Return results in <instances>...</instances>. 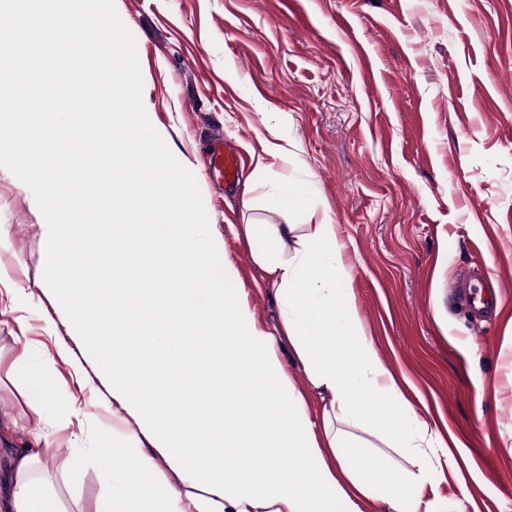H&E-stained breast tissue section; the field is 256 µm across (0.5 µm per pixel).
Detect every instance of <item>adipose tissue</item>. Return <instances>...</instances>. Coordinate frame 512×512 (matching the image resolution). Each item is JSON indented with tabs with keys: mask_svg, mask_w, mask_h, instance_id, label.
<instances>
[{
	"mask_svg": "<svg viewBox=\"0 0 512 512\" xmlns=\"http://www.w3.org/2000/svg\"><path fill=\"white\" fill-rule=\"evenodd\" d=\"M125 166L160 179L167 156L158 142L130 131L113 146ZM166 204L165 232L149 230L134 239L143 261L123 264L127 287L112 291L111 300L61 285L73 307V320L93 319L105 329L124 324L140 333L129 360L112 366V399L136 421L138 433H116L103 449L105 464L120 463L127 477L123 492L103 503L99 512H134L137 500L157 485L155 467L139 450L140 438L168 449L174 461L205 454L201 480L210 496L198 497L196 512H360L359 501L383 494L387 512H466L463 501L430 498L438 479L453 470L455 460L440 434L412 408L398 401L396 380L364 334L351 273L337 246V227L327 213L298 234L293 224H247L244 236L253 259L276 289L281 326L310 385L329 398L319 420H312L305 401L288 378L274 336L258 329L244 289L232 273L211 280L205 315L189 311L184 293H159L164 277H180L186 286L202 278L224 253V240L213 237L207 250L194 247L196 225L182 221V209L157 191ZM297 239L292 257L282 245ZM231 339L242 355L223 371L213 367L216 349ZM181 372L195 365L209 381L214 396L212 417L203 418L199 402L183 399L172 405L179 385H156L149 375L155 362ZM255 388V399H239L230 426L224 414V373ZM376 396L385 408L363 416L355 396ZM413 457L411 467L371 462L360 474L342 480L338 461L365 456L366 434ZM237 449V464L226 469V449ZM39 453L11 449L0 475V512H62L60 500L39 476Z\"/></svg>",
	"mask_w": 512,
	"mask_h": 512,
	"instance_id": "1",
	"label": "adipose tissue"
}]
</instances>
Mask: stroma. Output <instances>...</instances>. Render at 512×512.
<instances>
[{
  "label": "stroma",
  "instance_id": "obj_1",
  "mask_svg": "<svg viewBox=\"0 0 512 512\" xmlns=\"http://www.w3.org/2000/svg\"><path fill=\"white\" fill-rule=\"evenodd\" d=\"M114 4L136 39L147 116L194 174L257 327L280 329L274 290L235 227L307 224L276 202L300 183L338 226L366 336L404 398L461 443L464 480H440V496L512 512V0ZM218 133L245 158L227 190L207 167ZM260 160L270 172L257 179ZM44 222L0 167V417L52 447L41 470L65 512H96L118 486L99 454L117 425L112 350L72 326L46 276ZM477 265L504 303L479 326L449 297ZM143 451L164 480L155 496L173 485L180 512H195L194 464Z\"/></svg>",
  "mask_w": 512,
  "mask_h": 512
}]
</instances>
